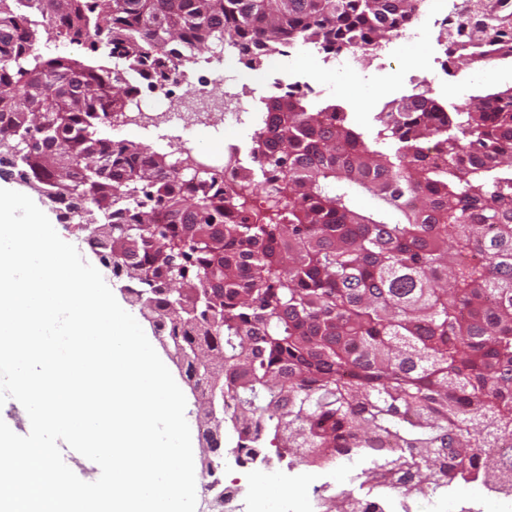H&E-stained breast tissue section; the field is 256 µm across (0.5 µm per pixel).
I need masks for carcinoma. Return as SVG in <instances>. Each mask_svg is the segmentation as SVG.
Returning <instances> with one entry per match:
<instances>
[{
  "mask_svg": "<svg viewBox=\"0 0 512 512\" xmlns=\"http://www.w3.org/2000/svg\"><path fill=\"white\" fill-rule=\"evenodd\" d=\"M420 2L0 0V175L109 225L88 246L119 265L199 406L224 398L234 451L364 462L336 512L385 481L512 493V88L437 121L442 104L413 94L371 136L339 105L270 97L251 148L263 161L240 166L233 194L99 131L125 112L131 70L159 82L161 60L213 43L251 67L298 41L373 49ZM44 34L115 64L45 59ZM492 56L512 58V35L477 54Z\"/></svg>",
  "mask_w": 512,
  "mask_h": 512,
  "instance_id": "carcinoma-1",
  "label": "carcinoma"
}]
</instances>
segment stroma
I'll return each instance as SVG.
<instances>
[{
  "label": "stroma",
  "instance_id": "35a3bbf8",
  "mask_svg": "<svg viewBox=\"0 0 512 512\" xmlns=\"http://www.w3.org/2000/svg\"><path fill=\"white\" fill-rule=\"evenodd\" d=\"M448 9L453 14L451 20L445 23L432 22L431 0H423L418 17L429 20L430 26L425 39L415 47L414 52L427 57L429 68L427 72L415 73L414 77L399 85L396 90H388L379 60L365 57L368 76L356 84L346 74L326 71L323 53H316L312 67L321 71L322 81L329 88L327 95L318 97V105H342L358 125L369 130L374 125L376 112L381 110L386 101L428 91V80L434 74L439 77V86L431 93L432 97L448 108L463 103L470 96L512 86V62L473 61L466 55L452 58L447 54L458 35H465L469 40H485L499 30L504 15L495 12L493 0H450ZM0 185L29 195L47 215L58 235L70 240L87 262L99 265L98 256L84 241V230L92 226L93 216L63 220L56 206L29 186L5 177L0 178ZM224 445L229 452L225 454L224 462L215 476L224 483L240 481L251 489L252 497L245 506L246 512H275L279 502L286 497L282 486L287 482L306 493L319 491L321 497L330 503L350 488L349 483L340 478L332 486H323L320 469L299 462L290 464L275 459L269 465L250 471L243 470L237 466L230 452L235 445L233 432H226Z\"/></svg>",
  "mask_w": 512,
  "mask_h": 512
}]
</instances>
